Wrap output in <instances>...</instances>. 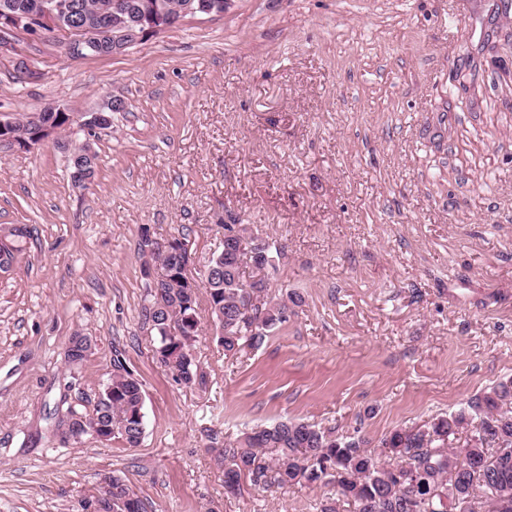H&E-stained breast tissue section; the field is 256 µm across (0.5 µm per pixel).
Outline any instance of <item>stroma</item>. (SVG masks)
Segmentation results:
<instances>
[{
    "mask_svg": "<svg viewBox=\"0 0 512 512\" xmlns=\"http://www.w3.org/2000/svg\"><path fill=\"white\" fill-rule=\"evenodd\" d=\"M65 39L0 50V116L127 109L77 133L85 191L56 141L0 143V231L32 230L0 275V512H82L112 472L146 512H320L333 488L225 494L221 448L280 420L374 446L512 377V0H232L118 56ZM224 221L280 249L269 292L297 302L233 357L200 304L206 384L180 386L142 316L141 230L182 239L199 277ZM78 333L95 346L71 365ZM116 348L140 444L62 442Z\"/></svg>",
    "mask_w": 512,
    "mask_h": 512,
    "instance_id": "1",
    "label": "stroma"
}]
</instances>
